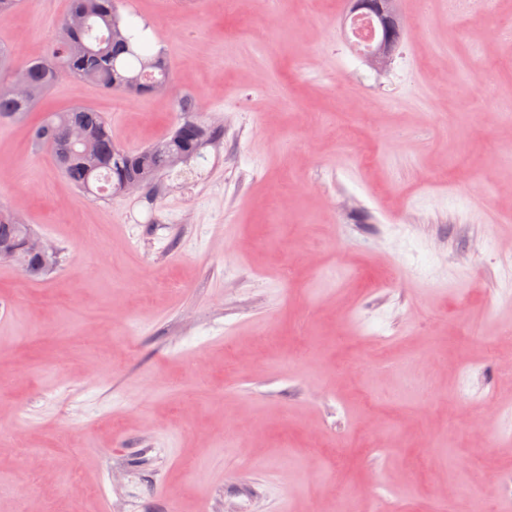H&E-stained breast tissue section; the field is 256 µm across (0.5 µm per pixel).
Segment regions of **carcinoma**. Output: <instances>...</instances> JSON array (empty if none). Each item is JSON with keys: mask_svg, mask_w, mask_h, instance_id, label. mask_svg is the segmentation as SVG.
Segmentation results:
<instances>
[{"mask_svg": "<svg viewBox=\"0 0 512 512\" xmlns=\"http://www.w3.org/2000/svg\"><path fill=\"white\" fill-rule=\"evenodd\" d=\"M0 121L24 120L44 94L61 78L92 82L101 88L132 97L151 93L161 82H170V69L161 52L148 39H139L116 7V0H70L60 20L55 42L33 62L12 65L10 51L0 46ZM195 98L178 99L181 122L192 120L198 132H177L138 150H126L112 139V126L104 113L78 105L50 115L30 129L32 143L45 151L58 171L87 194L115 193L122 184L140 178L145 184L171 169L169 156L192 157L213 132L197 121ZM29 225L12 212L0 209V241L15 247L18 263L28 268L27 277L38 280L49 270L41 267L25 247Z\"/></svg>", "mask_w": 512, "mask_h": 512, "instance_id": "carcinoma-1", "label": "carcinoma"}]
</instances>
